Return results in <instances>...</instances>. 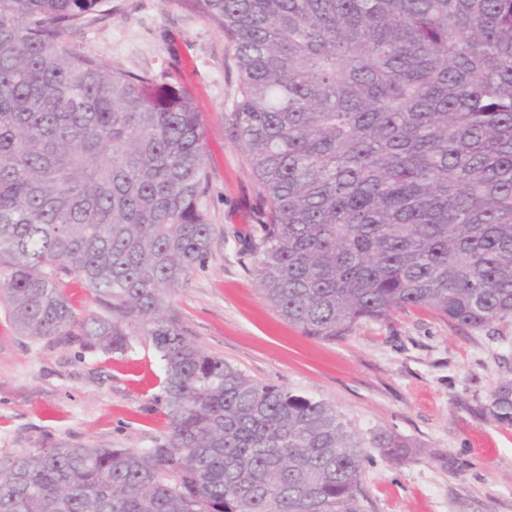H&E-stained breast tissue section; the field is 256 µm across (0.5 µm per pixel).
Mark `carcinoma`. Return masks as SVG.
<instances>
[{
    "label": "carcinoma",
    "mask_w": 512,
    "mask_h": 512,
    "mask_svg": "<svg viewBox=\"0 0 512 512\" xmlns=\"http://www.w3.org/2000/svg\"><path fill=\"white\" fill-rule=\"evenodd\" d=\"M107 0H0V297L17 330L163 362L150 448L54 445L0 468V512H365L326 403L210 355L167 298L215 243L184 89L72 51ZM230 43L228 124L261 202L262 293L334 341L424 308L512 318V0H176ZM102 309L83 315L64 280ZM490 411L512 425V378ZM372 446L393 461L409 443Z\"/></svg>",
    "instance_id": "carcinoma-1"
}]
</instances>
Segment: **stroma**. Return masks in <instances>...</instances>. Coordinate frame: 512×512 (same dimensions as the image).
I'll return each mask as SVG.
<instances>
[{"instance_id":"35a3bbf8","label":"stroma","mask_w":512,"mask_h":512,"mask_svg":"<svg viewBox=\"0 0 512 512\" xmlns=\"http://www.w3.org/2000/svg\"><path fill=\"white\" fill-rule=\"evenodd\" d=\"M78 52L190 90L204 119L207 204L219 235L169 308L207 353L250 378L332 407L365 443L367 512H512V426L490 413L512 377V320L473 331L424 309L358 323L323 341L265 299L248 252L255 178L224 118L239 98L233 51L173 0H112L71 35ZM163 366L137 336L124 354L20 335L0 304V465L56 444L148 448L169 430ZM386 431L413 442L398 464L371 447Z\"/></svg>"}]
</instances>
